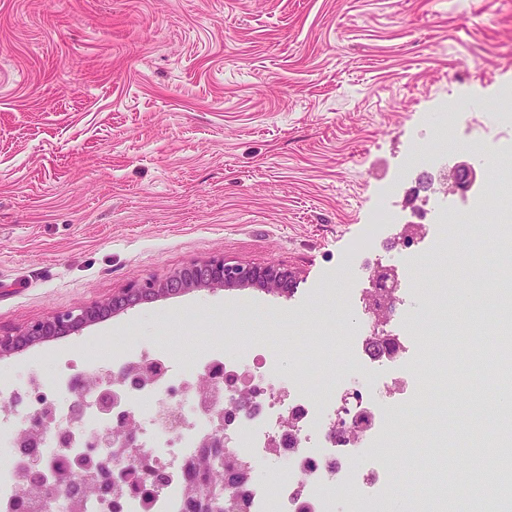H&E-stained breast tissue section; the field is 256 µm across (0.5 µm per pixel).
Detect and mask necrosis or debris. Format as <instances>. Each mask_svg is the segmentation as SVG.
I'll return each instance as SVG.
<instances>
[{
    "instance_id": "necrosis-or-debris-1",
    "label": "necrosis or debris",
    "mask_w": 512,
    "mask_h": 512,
    "mask_svg": "<svg viewBox=\"0 0 512 512\" xmlns=\"http://www.w3.org/2000/svg\"><path fill=\"white\" fill-rule=\"evenodd\" d=\"M512 255V241L500 235L457 239L458 265L487 275ZM448 303L447 288L425 296L392 287L372 289L362 300L344 295L336 316V340L320 337L297 353V373L282 375L281 353L269 346L242 352L225 346L219 352L181 360L170 353L146 351L139 361L147 371L141 383L112 385L114 405L104 411L95 398L75 402L68 370L42 384L53 407L46 428L33 442L47 457L58 449L56 432L67 430L66 444L78 453L90 436L130 419L141 437L125 449L129 469L148 465L165 473L166 481L147 494L122 493L118 500L95 496L86 512H181L182 467L200 438L215 422L200 391L223 397L232 412L224 418L228 457L243 473L245 512H388L394 471L374 463L379 448L393 441L397 419L413 414L424 390L480 380L492 396L512 385L496 364H472L448 348L458 328H441V341L429 340L430 324ZM360 397L346 426L336 417L348 394ZM22 414L11 403L0 405V512H37L39 493L20 478L19 436ZM483 454L495 474L480 471L467 481L437 475L417 490V512H459L463 503L479 499L512 512V448L485 438ZM275 466L282 477L269 486L264 470Z\"/></svg>"
}]
</instances>
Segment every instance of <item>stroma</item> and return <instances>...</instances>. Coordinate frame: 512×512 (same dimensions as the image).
Returning <instances> with one entry per match:
<instances>
[{
  "instance_id": "stroma-1",
  "label": "stroma",
  "mask_w": 512,
  "mask_h": 512,
  "mask_svg": "<svg viewBox=\"0 0 512 512\" xmlns=\"http://www.w3.org/2000/svg\"><path fill=\"white\" fill-rule=\"evenodd\" d=\"M489 126L481 197L512 148V0H0V333L215 255L292 269L284 292L200 287L111 310L0 356V396L86 343L303 348L368 287L399 224L480 204L432 195L436 113ZM387 199L371 254L353 244ZM394 496L425 474L399 443Z\"/></svg>"
}]
</instances>
